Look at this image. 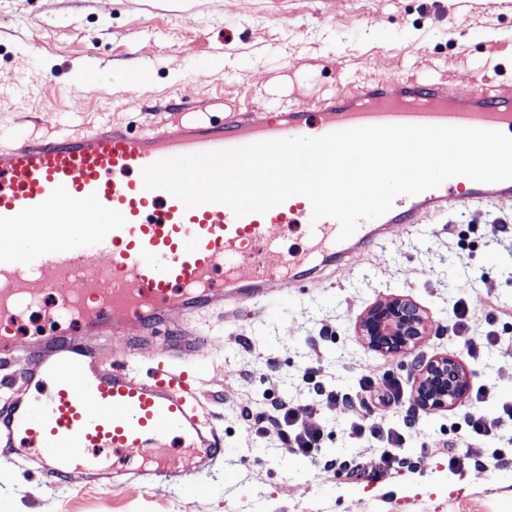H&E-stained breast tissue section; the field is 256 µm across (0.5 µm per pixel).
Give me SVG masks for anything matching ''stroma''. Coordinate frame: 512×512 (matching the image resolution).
I'll list each match as a JSON object with an SVG mask.
<instances>
[{
  "instance_id": "obj_1",
  "label": "stroma",
  "mask_w": 512,
  "mask_h": 512,
  "mask_svg": "<svg viewBox=\"0 0 512 512\" xmlns=\"http://www.w3.org/2000/svg\"><path fill=\"white\" fill-rule=\"evenodd\" d=\"M208 39L229 49L231 71L208 61ZM90 65L100 81L86 82ZM347 76L362 84L432 76L452 91L470 76L512 84V0H0V146L60 125L85 131L112 120L137 130L184 106L216 115L306 106ZM392 296L414 301L438 326L405 355L370 350L356 330L374 302ZM460 298L469 305L462 328L453 312ZM170 325L219 346L193 363L194 394L225 455L200 489L49 488L35 462L14 464L0 447V512H512V450L497 464L448 466L449 449L468 441L471 403L355 409L362 380L374 393L395 379L410 388L421 364L446 354L459 357L470 383L490 388L482 413L512 404V201L393 225L362 260L298 288L272 286L265 304L193 318L176 311ZM470 341L480 345L474 359L465 355ZM320 386L350 406L329 410ZM279 400L324 428L317 457L278 437ZM356 420L398 429L403 462L371 472L374 441L354 431Z\"/></svg>"
}]
</instances>
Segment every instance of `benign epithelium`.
I'll use <instances>...</instances> for the list:
<instances>
[{"label":"benign epithelium","instance_id":"benign-epithelium-1","mask_svg":"<svg viewBox=\"0 0 512 512\" xmlns=\"http://www.w3.org/2000/svg\"><path fill=\"white\" fill-rule=\"evenodd\" d=\"M435 328L412 302L393 297L374 303L359 323V335L377 352L401 354L411 350ZM467 376L456 358L429 361L418 378L416 400L426 409L442 410L462 402Z\"/></svg>","mask_w":512,"mask_h":512}]
</instances>
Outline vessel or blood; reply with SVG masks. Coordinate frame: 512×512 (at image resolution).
Masks as SVG:
<instances>
[{
    "label": "vessel or blood",
    "instance_id": "vessel-or-blood-1",
    "mask_svg": "<svg viewBox=\"0 0 512 512\" xmlns=\"http://www.w3.org/2000/svg\"><path fill=\"white\" fill-rule=\"evenodd\" d=\"M429 125L512 131V87L469 78L449 93L418 77L376 85L345 79L315 107L268 108L228 120L180 117L139 131L106 124L84 133L26 135L0 147V357L27 349L19 331L44 304L48 331L28 358V398L0 404V439L37 451L48 486L74 473L112 491L131 483L178 487L224 453L202 420L194 377L157 365L148 378L102 367L89 336H117L127 324L155 334L171 309L199 315L225 302L267 298L272 283L293 288L319 268L365 257L387 224L421 223L465 201L512 199V181L457 176L395 199L385 215L360 221L338 241L335 219L312 217L294 196L266 214L235 217L221 204L188 209L143 186L158 160L363 126ZM303 229L305 246L284 250L270 229ZM182 448L173 467L158 446Z\"/></svg>",
    "mask_w": 512,
    "mask_h": 512
}]
</instances>
